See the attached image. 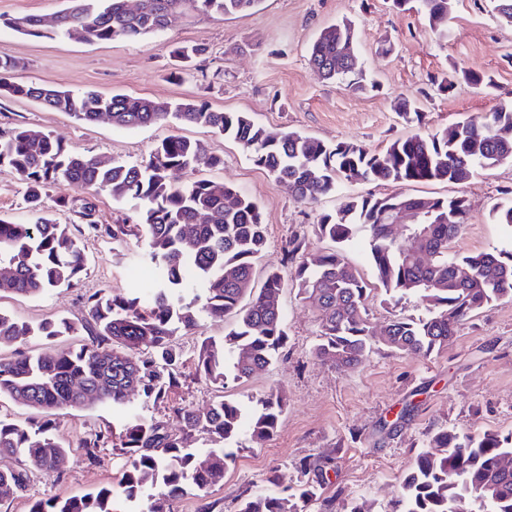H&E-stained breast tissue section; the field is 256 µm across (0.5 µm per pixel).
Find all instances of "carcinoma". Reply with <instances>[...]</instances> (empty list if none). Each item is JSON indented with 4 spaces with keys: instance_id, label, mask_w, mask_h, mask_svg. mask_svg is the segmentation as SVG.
Segmentation results:
<instances>
[{
    "instance_id": "1",
    "label": "carcinoma",
    "mask_w": 512,
    "mask_h": 512,
    "mask_svg": "<svg viewBox=\"0 0 512 512\" xmlns=\"http://www.w3.org/2000/svg\"><path fill=\"white\" fill-rule=\"evenodd\" d=\"M428 26L445 35L452 0H413ZM260 0H143L139 11L126 0H68L52 29L38 15L3 20L25 35L48 31L87 43L137 40L166 28L187 10L221 15L256 8ZM354 29L348 21L321 30L309 49V62L324 78L363 90L366 79L349 62ZM207 49L173 47L178 70ZM20 67L0 58V93L33 100L65 112L82 124H94L107 113L112 125L139 128L171 121L199 125L236 142L257 167L302 201L333 193L345 182L363 180L410 185L418 182H461L476 168L512 161V103L488 118H466L452 140L448 134L410 135L385 151L362 145L324 142L293 131L273 134L243 112L213 110L205 100L159 102L127 94L103 95L94 89L73 92L53 86L17 84L8 76ZM459 84L497 90L494 79L471 67L454 64L439 87L451 92ZM224 160L206 145L187 137L162 140L149 158L136 164L107 162L78 153L41 130L18 126L0 136V167L12 169L26 184L28 219L24 224L0 219V291L23 296L79 284L85 254L66 224L56 223L43 206L46 188L63 185L96 196L106 193L117 202L139 206L138 234L147 244L146 258L154 282L145 295L135 289L123 296L86 297L87 316L80 322L45 320L34 326L0 311V341H27L83 333L77 349L50 345L36 355L0 358V399L36 412L26 423L0 417V456L19 460L0 469V489L23 496L34 473L63 477L60 461L67 454L50 434L51 415L95 403L124 405L133 396L144 404H163L181 384L182 354L174 339L184 328L198 326L199 315L236 316L234 326L216 342L201 340L196 371L209 383L226 388L268 367L287 339L278 299L284 287L279 266L295 264L293 285L299 297L318 311L319 342L314 356L340 370L358 366L381 342L393 351L429 356L448 346L458 325L485 305L512 300V252L492 249L461 254L452 243L466 223L467 202L459 197L433 198L396 192L381 198L347 199L335 212L321 215L318 233L333 243L365 240L378 281L394 302L414 295L427 305L419 319L395 318L380 336L370 325L366 302L371 288L350 265L343 251L300 254L301 243L288 242L281 265L267 266L265 280L254 291L256 263L265 255L267 225L258 204L222 181H171L173 170L215 168ZM414 209L419 223L400 244L388 218ZM95 206L85 201L83 217L93 231L119 240L127 225L102 227ZM468 276L461 279L458 271ZM261 409L245 417L241 405L223 399L200 415L179 408L184 426L178 434L157 421L135 420L127 427L120 450L130 458L118 486L129 512H172L187 487L201 492L224 480L236 461L227 444L248 428L261 444L275 432L282 397L269 394ZM210 436L219 446L197 461L196 437ZM112 445V431L96 432L81 443L88 467L102 462ZM401 479L398 512H512V434L474 437L451 430L429 436ZM270 488L244 498L238 512H305L317 500L316 481L300 492H288L275 480ZM30 512H115L112 487L97 493L36 500Z\"/></svg>"
}]
</instances>
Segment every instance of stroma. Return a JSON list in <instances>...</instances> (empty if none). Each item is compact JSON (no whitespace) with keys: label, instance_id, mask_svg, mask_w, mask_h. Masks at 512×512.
<instances>
[{"label":"stroma","instance_id":"35a3bbf8","mask_svg":"<svg viewBox=\"0 0 512 512\" xmlns=\"http://www.w3.org/2000/svg\"><path fill=\"white\" fill-rule=\"evenodd\" d=\"M345 19L355 28L358 64L376 81V90H346L309 63V46L320 31ZM177 43L203 44L209 53L174 80L170 51ZM0 57L20 61L12 75L17 83L93 88L159 101L202 99L215 110L246 113L274 133L298 131L328 144L360 143L374 152L401 137L443 132L465 118L488 116L512 100V25L499 19L494 0H453L444 39L417 13L397 9L392 0H261L255 9L235 15L190 11L164 30L132 42L88 44L23 35L0 25ZM455 63L492 75L497 91L465 84L449 93L439 90L437 79ZM402 98L416 99L420 121L408 124L398 117ZM18 125L41 129L84 154L128 163L147 159L170 136L205 142L224 163L196 175L232 184L264 214L267 249L263 265L256 268L259 283L266 265L279 263L290 237H299L307 252L330 247L316 225L345 198H380L396 191L392 184L358 180L336 194L303 202L256 167L236 143L208 128L162 124L124 129L106 119L85 125L35 101L0 96V130ZM196 175L175 171L171 177L181 183ZM25 190L16 173L0 168V218L27 219ZM407 191L467 200L470 212L453 243L456 251H512V228L494 223L491 216L494 206L512 200L511 163L476 170L463 182L412 184ZM85 198L63 186L48 188L44 196L48 213L69 225L84 247L87 262L80 284L39 297L2 292L0 311L31 323L78 321L87 313L86 295L148 287L144 239L128 235L117 241L90 230L81 217ZM343 251L371 287L368 313L375 330L398 316L426 315L418 297L388 300L362 242L344 245ZM280 305L288 334L283 353L266 370L231 384L224 393L250 412L270 391L279 392L284 408L276 433L260 445L241 433L236 464L223 483L204 499L188 491L174 512H199L206 501L214 512H237L240 500L265 489L272 474L281 486L298 488L308 480L295 467L304 457L330 460L320 494L334 500L333 512H347L353 502L367 503L371 512H395L400 478L429 434L447 428L472 436L512 433V300L484 306L462 322L447 347L430 356L398 353L379 343L357 368L345 372L313 355L320 330L315 308L289 285ZM233 322L230 316H205L199 329L180 331L183 376L168 403L134 411L96 404L56 415L52 435L68 450L60 465L65 480L36 475L29 495L0 497V512H29L35 497H67L117 485L127 458L114 444L130 415L163 421L176 433L183 426L177 408L203 413L224 395L197 376L195 352L201 336L222 338ZM99 430L111 431L114 444L103 451L100 466L89 468L80 461L79 446Z\"/></svg>","mask_w":512,"mask_h":512}]
</instances>
